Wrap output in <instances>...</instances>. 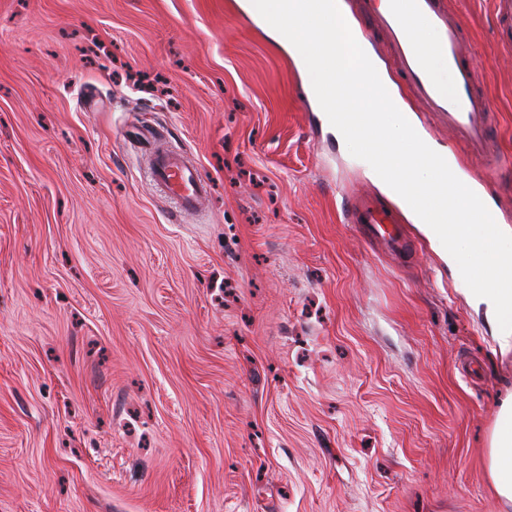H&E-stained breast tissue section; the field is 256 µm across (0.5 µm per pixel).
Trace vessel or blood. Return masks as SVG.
I'll use <instances>...</instances> for the list:
<instances>
[{"label": "vessel or blood", "instance_id": "vessel-or-blood-1", "mask_svg": "<svg viewBox=\"0 0 512 512\" xmlns=\"http://www.w3.org/2000/svg\"><path fill=\"white\" fill-rule=\"evenodd\" d=\"M375 20L390 42L395 61L407 75L412 94L474 157L492 161L490 105L475 88L477 73L465 58L466 39L445 0H388L386 9L376 12ZM419 23L438 33L434 48L454 75L453 94H444L426 67V47L415 30ZM150 177L182 215L196 212L208 192V183L195 164L162 147L152 153ZM347 221L364 225L370 241L388 253L398 255L409 248L408 238L393 228L372 197L357 199L347 213Z\"/></svg>", "mask_w": 512, "mask_h": 512}]
</instances>
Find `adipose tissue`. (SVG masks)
<instances>
[{"label": "adipose tissue", "instance_id": "1", "mask_svg": "<svg viewBox=\"0 0 512 512\" xmlns=\"http://www.w3.org/2000/svg\"><path fill=\"white\" fill-rule=\"evenodd\" d=\"M485 479L501 512H512V393L501 402L484 456Z\"/></svg>", "mask_w": 512, "mask_h": 512}]
</instances>
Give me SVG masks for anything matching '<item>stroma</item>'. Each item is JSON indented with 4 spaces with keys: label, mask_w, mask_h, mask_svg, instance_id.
Segmentation results:
<instances>
[{
    "label": "stroma",
    "mask_w": 512,
    "mask_h": 512,
    "mask_svg": "<svg viewBox=\"0 0 512 512\" xmlns=\"http://www.w3.org/2000/svg\"><path fill=\"white\" fill-rule=\"evenodd\" d=\"M493 109L453 142L370 30L419 133L512 225V41L446 0ZM161 145L209 183L177 216ZM294 58L237 0H0V512H498L483 452L512 387L465 282L388 203ZM347 223L364 224L368 238L386 252L399 255L409 248V239L392 228L388 216L380 212L372 197L357 199L347 213Z\"/></svg>",
    "instance_id": "stroma-1"
}]
</instances>
